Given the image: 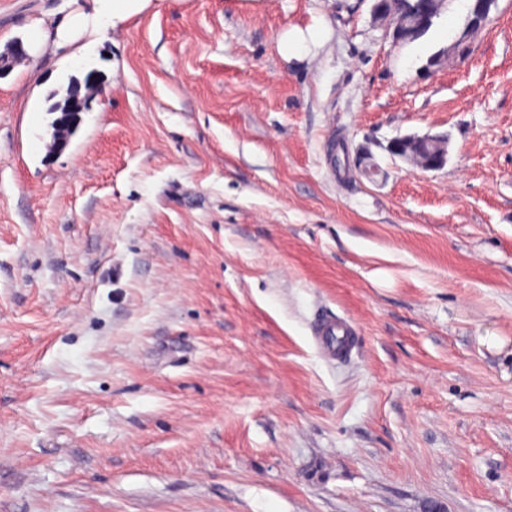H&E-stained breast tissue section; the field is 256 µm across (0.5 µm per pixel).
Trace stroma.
Instances as JSON below:
<instances>
[{
    "label": "stroma",
    "mask_w": 512,
    "mask_h": 512,
    "mask_svg": "<svg viewBox=\"0 0 512 512\" xmlns=\"http://www.w3.org/2000/svg\"><path fill=\"white\" fill-rule=\"evenodd\" d=\"M91 3L0 0V512H512V0L428 73L469 0L407 45L373 0L36 43ZM89 99L80 98V86L69 83L65 94L54 101L49 107V112L60 113V117L52 123L54 128L53 139L57 141V147H63L69 138L75 133L80 123V112L89 109ZM415 145L420 147L427 146L431 149V155L433 156L432 162L429 164H423L419 161L416 156H413L410 163L428 171L439 170L443 168L448 162V146L449 139L443 135H414L413 138L409 139Z\"/></svg>",
    "instance_id": "1"
}]
</instances>
